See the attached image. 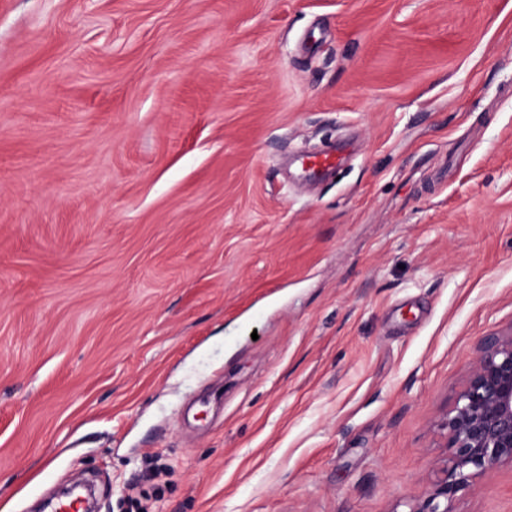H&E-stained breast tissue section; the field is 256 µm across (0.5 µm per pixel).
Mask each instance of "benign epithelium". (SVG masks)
Returning a JSON list of instances; mask_svg holds the SVG:
<instances>
[{"label": "benign epithelium", "instance_id": "1", "mask_svg": "<svg viewBox=\"0 0 512 512\" xmlns=\"http://www.w3.org/2000/svg\"><path fill=\"white\" fill-rule=\"evenodd\" d=\"M440 429L449 462L408 512H454L458 494L475 490L478 478L495 467H512V327L478 339L466 380Z\"/></svg>", "mask_w": 512, "mask_h": 512}]
</instances>
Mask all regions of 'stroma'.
<instances>
[{"label":"stroma","mask_w":512,"mask_h":512,"mask_svg":"<svg viewBox=\"0 0 512 512\" xmlns=\"http://www.w3.org/2000/svg\"><path fill=\"white\" fill-rule=\"evenodd\" d=\"M510 327L512 0H0V512H392Z\"/></svg>","instance_id":"stroma-1"}]
</instances>
